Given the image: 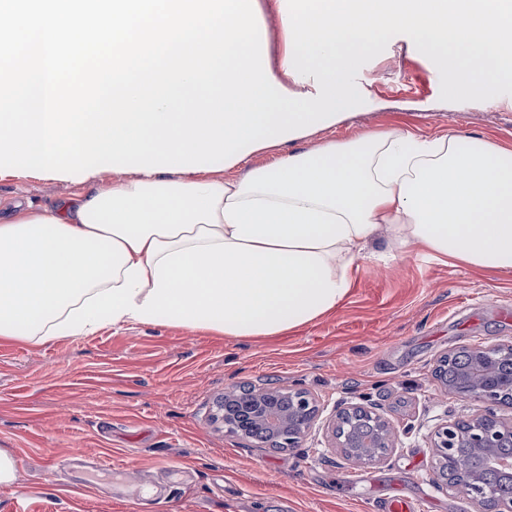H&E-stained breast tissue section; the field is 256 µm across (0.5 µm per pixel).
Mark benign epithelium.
Masks as SVG:
<instances>
[{
	"mask_svg": "<svg viewBox=\"0 0 512 512\" xmlns=\"http://www.w3.org/2000/svg\"><path fill=\"white\" fill-rule=\"evenodd\" d=\"M471 353L473 360L466 376V385L457 394L483 398L493 403L500 401L509 387L490 378L488 367L498 357L512 355V344L473 349ZM273 393V389L250 390L249 405L239 411H229L224 406H219V418L225 431L239 434L246 426H260L267 429L272 441L281 448L301 446L311 423L318 416L319 409L315 398L303 389H290L288 396L291 401L288 402V409L284 410L273 404L270 399ZM356 414L369 419L376 429L373 447L377 448V452L370 461H382L390 449L395 447L397 434L379 414L362 405L354 404L340 409L330 421L333 447L340 449L346 458H354V452L341 435V430ZM504 444L512 445V420L503 421L489 413L443 424L438 429L433 444L438 484L472 496L479 504L481 512H512L511 496H498L484 489L477 473L468 472L458 464V449L468 448L482 456L489 467L512 480V463L507 466L499 465V457L495 454V449Z\"/></svg>",
	"mask_w": 512,
	"mask_h": 512,
	"instance_id": "7a95c632",
	"label": "benign epithelium"
}]
</instances>
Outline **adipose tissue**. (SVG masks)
<instances>
[{"mask_svg": "<svg viewBox=\"0 0 512 512\" xmlns=\"http://www.w3.org/2000/svg\"><path fill=\"white\" fill-rule=\"evenodd\" d=\"M0 216V338L120 323L280 336L333 312L364 255L512 269V149L389 129L227 172L112 175ZM385 247L371 250L376 238Z\"/></svg>", "mask_w": 512, "mask_h": 512, "instance_id": "ef3b65f1", "label": "adipose tissue"}]
</instances>
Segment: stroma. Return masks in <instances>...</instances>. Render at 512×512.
<instances>
[{
  "instance_id": "35a3bbf8",
  "label": "stroma",
  "mask_w": 512,
  "mask_h": 512,
  "mask_svg": "<svg viewBox=\"0 0 512 512\" xmlns=\"http://www.w3.org/2000/svg\"><path fill=\"white\" fill-rule=\"evenodd\" d=\"M366 104L335 127L279 149L350 141L398 128L448 130L512 148V95L440 99V74L404 35L361 67ZM50 175L0 176V202L52 205L83 192ZM336 311L273 338L217 336L122 323L42 345L0 340V449L18 461L0 487V512H368L396 495L420 512H479L433 474L438 423L512 405L463 399L435 376L445 354L512 342V270L452 265L408 249L387 266L371 259ZM301 388L325 414L358 403L399 442L378 463L344 459L314 428L278 449L212 422L224 390ZM110 457L112 473L95 471Z\"/></svg>"
}]
</instances>
